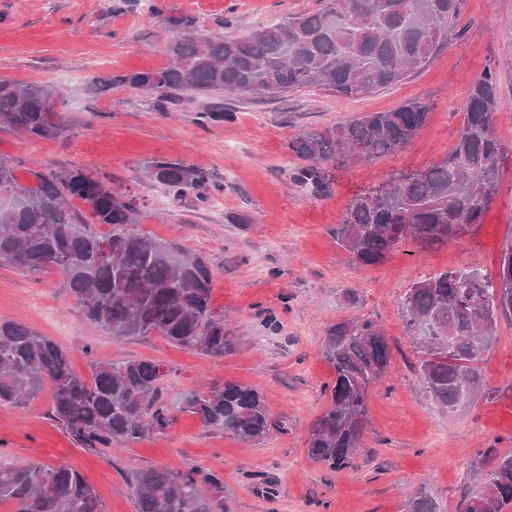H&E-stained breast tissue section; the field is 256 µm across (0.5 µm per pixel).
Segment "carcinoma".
<instances>
[{
  "instance_id": "cac0c4a2",
  "label": "carcinoma",
  "mask_w": 512,
  "mask_h": 512,
  "mask_svg": "<svg viewBox=\"0 0 512 512\" xmlns=\"http://www.w3.org/2000/svg\"><path fill=\"white\" fill-rule=\"evenodd\" d=\"M463 0H325L314 12L261 25L240 36L199 37L195 21L167 17L177 33L172 64L160 71L95 76L89 92L114 86L153 94L176 105L188 94L276 96L315 87L356 97L404 81L448 45ZM50 83L0 77V126L35 139L70 131L50 99ZM498 82L484 72L464 103L453 148L438 163L391 177L348 207L336 240L362 267L384 263L404 240L434 247L482 223L501 178L504 146L495 134ZM430 106L411 99L394 110L368 112L288 144L303 160L296 179L327 192L326 166L347 158L374 161L404 148L425 125ZM25 184L0 158V264L40 273L62 268L65 287L85 322L113 336H159L207 356L233 351L237 336L212 307V276L197 255L174 253L136 229L133 201L78 165L31 172ZM148 175L174 197L204 201L224 186L210 172L179 160H154ZM84 204L79 208L73 201ZM109 226L103 235L94 225ZM512 242L496 277L453 269L415 282L401 299L405 328L418 355L415 369L432 398L453 408L482 386L476 363L490 349L499 319L512 320V289L501 281ZM322 355L334 370L328 405L314 423L308 453L331 469L347 466L360 447L370 390L390 368L391 354L377 321L351 318L325 331ZM86 380L71 370L66 351L28 325L0 319V405H22L51 385V415L88 450L164 435L174 412L242 444L260 442L276 426L255 389L226 381L189 392L177 404L164 396L159 364L148 360L92 361ZM481 489L459 512H508L512 455L482 453ZM136 512H226L224 478L214 470H137ZM13 512H102L94 488L67 464L0 463V503ZM407 512H441L430 490L414 493Z\"/></svg>"
}]
</instances>
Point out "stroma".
<instances>
[{"label": "stroma", "mask_w": 512, "mask_h": 512, "mask_svg": "<svg viewBox=\"0 0 512 512\" xmlns=\"http://www.w3.org/2000/svg\"><path fill=\"white\" fill-rule=\"evenodd\" d=\"M163 12H155V5ZM322 0H0V77L50 82L65 92L68 137L30 138L0 127V158L23 182L35 170L84 167L140 208L138 230L177 251L201 256L213 275L212 305L240 335L235 350L207 357L162 338L115 337L84 322L60 270L42 274L0 264V319L26 323L68 353L89 375L94 359L151 360L167 368L164 392L176 399L227 381L254 388L276 421L263 442L244 446L229 433L177 413L167 434L94 451L74 442L50 415L51 395L0 406V463L70 464L96 490L103 512H135L131 476L149 468L201 467L224 477L229 512H405L422 488L442 512L478 488L475 470L488 447L512 455V322L478 367L482 389L459 406L436 404L413 372V346L399 301L425 275L474 267L496 275L512 241V0H464L448 47L400 84L355 98L305 88L276 97H225L233 121L209 118V99L180 106L123 87L91 96V76L168 67L175 40L166 18L187 15L201 35H242L322 8ZM233 17L225 28L224 17ZM498 78L495 130L504 145L498 193L482 224L420 249L397 248L375 267L352 263L334 229L359 196L392 175L415 172L453 147L463 101L475 78ZM418 98L427 124L405 148L384 158L328 167L330 190L300 184L289 142L365 112L389 111ZM180 160L208 170L224 189L220 206L174 198L146 165ZM358 293L355 305L345 290ZM377 320L390 343L392 370L372 389L367 427L351 464L327 468L307 451L312 425L334 379L322 357L327 327ZM494 390L487 398L486 390Z\"/></svg>", "instance_id": "stroma-1"}]
</instances>
